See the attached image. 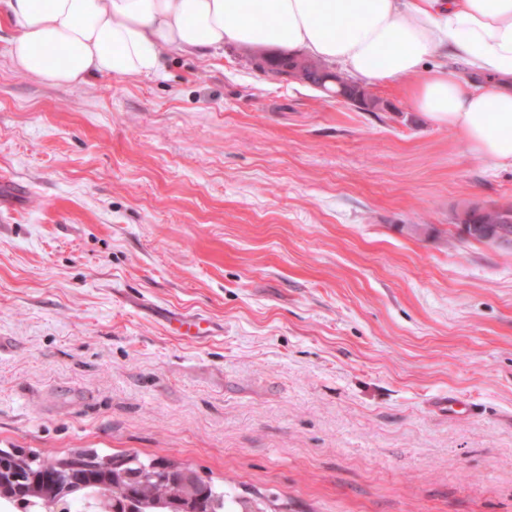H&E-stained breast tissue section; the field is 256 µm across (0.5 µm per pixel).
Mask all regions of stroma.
Instances as JSON below:
<instances>
[{
	"label": "stroma",
	"instance_id": "obj_1",
	"mask_svg": "<svg viewBox=\"0 0 512 512\" xmlns=\"http://www.w3.org/2000/svg\"><path fill=\"white\" fill-rule=\"evenodd\" d=\"M12 36L1 449L189 465L266 512H512V245L455 225L512 168L396 85L368 112L231 45L55 85Z\"/></svg>",
	"mask_w": 512,
	"mask_h": 512
}]
</instances>
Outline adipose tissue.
Listing matches in <instances>:
<instances>
[{
    "label": "adipose tissue",
    "instance_id": "1",
    "mask_svg": "<svg viewBox=\"0 0 512 512\" xmlns=\"http://www.w3.org/2000/svg\"><path fill=\"white\" fill-rule=\"evenodd\" d=\"M0 18L15 69L72 86L158 74L167 51L299 49L358 84L399 85L472 153L512 167V0H0Z\"/></svg>",
    "mask_w": 512,
    "mask_h": 512
}]
</instances>
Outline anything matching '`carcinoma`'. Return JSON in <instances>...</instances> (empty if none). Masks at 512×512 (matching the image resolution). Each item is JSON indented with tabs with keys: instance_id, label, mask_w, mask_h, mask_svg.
<instances>
[{
	"instance_id": "cac0c4a2",
	"label": "carcinoma",
	"mask_w": 512,
	"mask_h": 512,
	"mask_svg": "<svg viewBox=\"0 0 512 512\" xmlns=\"http://www.w3.org/2000/svg\"><path fill=\"white\" fill-rule=\"evenodd\" d=\"M300 67L301 81L320 87L328 78L339 80L351 105L372 111L379 105L378 100L365 88L355 84L344 76L329 71L326 64L288 54L265 60L260 67L264 73H280L290 67ZM456 226L460 234L480 242L497 234L500 230L512 233V209L497 207L467 206L455 215ZM169 463L151 459H142L136 454L112 457V501L118 504L117 512H174L170 508L179 495L173 489L151 479L160 474L158 467ZM202 512H265L262 502L247 500L231 495L222 486L211 485L202 505Z\"/></svg>"
}]
</instances>
